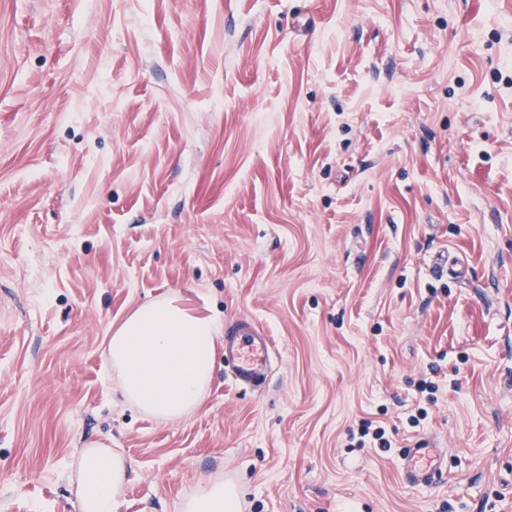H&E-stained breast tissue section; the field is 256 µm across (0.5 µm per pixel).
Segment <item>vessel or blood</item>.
Wrapping results in <instances>:
<instances>
[{
  "label": "vessel or blood",
  "mask_w": 512,
  "mask_h": 512,
  "mask_svg": "<svg viewBox=\"0 0 512 512\" xmlns=\"http://www.w3.org/2000/svg\"><path fill=\"white\" fill-rule=\"evenodd\" d=\"M272 340L260 328L246 321L231 324L224 333V356L234 363L236 385L248 386L262 374L269 362ZM442 455L428 440L409 449L402 464V477L411 486L429 487L442 476Z\"/></svg>",
  "instance_id": "1"
}]
</instances>
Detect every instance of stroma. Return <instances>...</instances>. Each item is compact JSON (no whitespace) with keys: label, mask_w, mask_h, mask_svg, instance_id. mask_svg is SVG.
<instances>
[{"label":"stroma","mask_w":512,"mask_h":512,"mask_svg":"<svg viewBox=\"0 0 512 512\" xmlns=\"http://www.w3.org/2000/svg\"><path fill=\"white\" fill-rule=\"evenodd\" d=\"M171 294L273 351L162 422L106 346ZM97 441L114 512H512V0H0V512ZM442 454L430 440L409 448L402 464V477L410 486L430 487L442 476ZM240 497L234 484L224 478L200 482L196 492L181 504L182 512H239Z\"/></svg>","instance_id":"obj_1"}]
</instances>
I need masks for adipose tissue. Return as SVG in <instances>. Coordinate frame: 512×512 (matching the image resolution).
Listing matches in <instances>:
<instances>
[{
	"label": "adipose tissue",
	"mask_w": 512,
	"mask_h": 512,
	"mask_svg": "<svg viewBox=\"0 0 512 512\" xmlns=\"http://www.w3.org/2000/svg\"><path fill=\"white\" fill-rule=\"evenodd\" d=\"M219 317L194 313L176 295L139 306L110 336L108 361L128 404L162 421L190 415L205 399L214 369ZM129 460L103 443L84 448L71 481L79 512H114L115 492L125 483ZM234 484L201 481L181 512H240Z\"/></svg>",
	"instance_id": "1"
}]
</instances>
